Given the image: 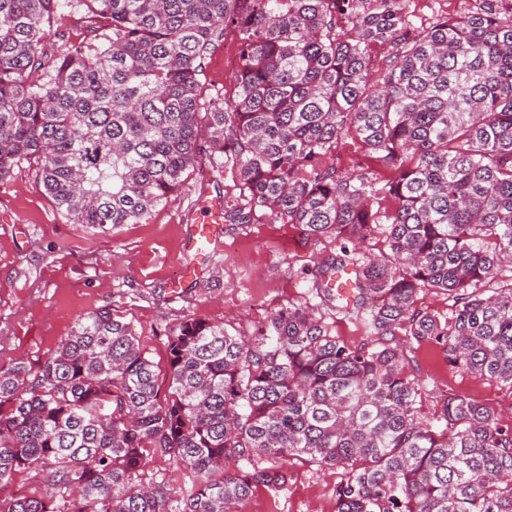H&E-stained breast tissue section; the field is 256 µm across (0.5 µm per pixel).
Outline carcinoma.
<instances>
[{
	"instance_id": "cac0c4a2",
	"label": "carcinoma",
	"mask_w": 512,
	"mask_h": 512,
	"mask_svg": "<svg viewBox=\"0 0 512 512\" xmlns=\"http://www.w3.org/2000/svg\"><path fill=\"white\" fill-rule=\"evenodd\" d=\"M478 2L418 27L403 0H68L89 36L50 55L59 0H0V181L35 163L93 234L142 223L204 155L247 192L224 204L226 224L265 209L309 237L364 240L381 201L395 203L387 253L350 262L344 246L313 283L365 320L369 348L302 306L251 337L188 317L165 332L162 379L132 322L103 308L37 370L1 363L0 512H241L302 456L343 469L336 512H512V428L456 393L421 420L395 343L403 330L512 383V277L495 281L512 257V0ZM229 28L234 94L208 106L200 76ZM350 134L390 171L383 182L326 165ZM431 288L448 315L419 307ZM155 459L188 471L181 499L142 484ZM24 472L43 487L15 498Z\"/></svg>"
}]
</instances>
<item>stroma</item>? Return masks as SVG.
<instances>
[{"label": "stroma", "instance_id": "stroma-1", "mask_svg": "<svg viewBox=\"0 0 512 512\" xmlns=\"http://www.w3.org/2000/svg\"><path fill=\"white\" fill-rule=\"evenodd\" d=\"M477 6V0H403L417 26ZM238 64L239 41L230 30L200 77L205 100L231 97ZM328 162L342 174L385 175L351 135L338 141ZM239 194L230 168L205 159L143 223L102 237L56 208L35 166L16 167L0 181V361L37 368L81 316L101 308L133 322L143 349L162 372L168 366L164 330L182 319L202 318L250 334L291 304L313 307L351 346H371L359 318L319 305L311 290L319 263L339 255L340 241L307 237L299 226L269 213L251 224L223 225L214 263L204 264L193 280L180 279L202 202ZM399 342L423 385L422 417L433 418L444 395L459 393L496 409L502 424L512 427V384L460 370L436 347L408 336ZM286 473L278 492L257 489L247 512H336L342 469L297 457L289 460Z\"/></svg>", "mask_w": 512, "mask_h": 512}]
</instances>
